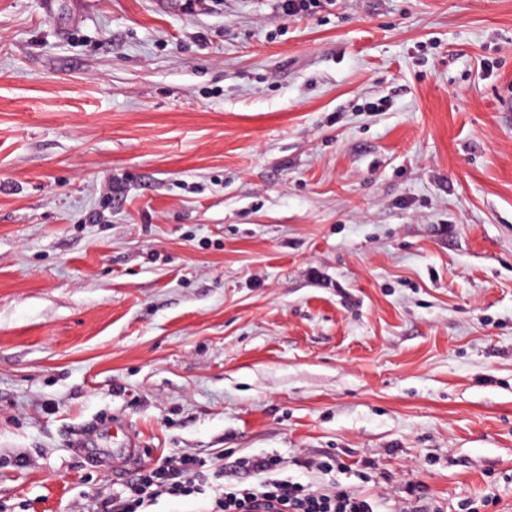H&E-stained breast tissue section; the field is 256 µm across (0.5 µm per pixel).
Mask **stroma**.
I'll use <instances>...</instances> for the list:
<instances>
[{
    "label": "stroma",
    "mask_w": 512,
    "mask_h": 512,
    "mask_svg": "<svg viewBox=\"0 0 512 512\" xmlns=\"http://www.w3.org/2000/svg\"><path fill=\"white\" fill-rule=\"evenodd\" d=\"M130 438L512 512V0H0V512Z\"/></svg>",
    "instance_id": "1"
}]
</instances>
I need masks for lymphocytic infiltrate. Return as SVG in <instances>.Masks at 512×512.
<instances>
[{
    "label": "lymphocytic infiltrate",
    "instance_id": "1",
    "mask_svg": "<svg viewBox=\"0 0 512 512\" xmlns=\"http://www.w3.org/2000/svg\"><path fill=\"white\" fill-rule=\"evenodd\" d=\"M202 461L194 453L180 451L142 468L118 494H93L87 512H147L162 497L208 496L207 512H260L275 506L276 512H376L367 496H354L342 489L324 493L287 480L272 478L274 459L244 458L241 469L261 474L256 484L224 486L223 469L213 471L212 480L202 477Z\"/></svg>",
    "mask_w": 512,
    "mask_h": 512
}]
</instances>
